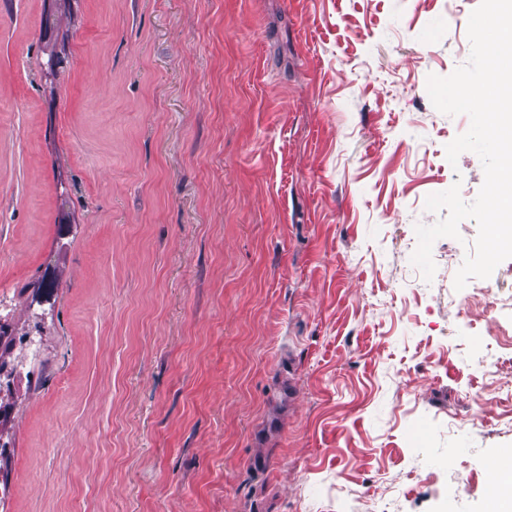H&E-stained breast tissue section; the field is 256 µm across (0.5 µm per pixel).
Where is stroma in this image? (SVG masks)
Wrapping results in <instances>:
<instances>
[{"label":"stroma","mask_w":512,"mask_h":512,"mask_svg":"<svg viewBox=\"0 0 512 512\" xmlns=\"http://www.w3.org/2000/svg\"><path fill=\"white\" fill-rule=\"evenodd\" d=\"M478 4L0 0V512H489L512 258L411 262Z\"/></svg>","instance_id":"obj_1"}]
</instances>
